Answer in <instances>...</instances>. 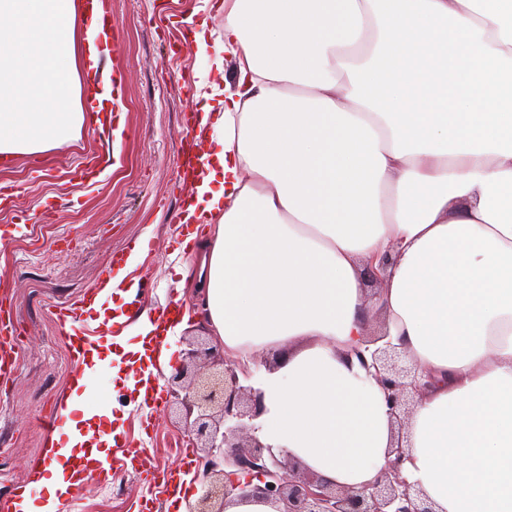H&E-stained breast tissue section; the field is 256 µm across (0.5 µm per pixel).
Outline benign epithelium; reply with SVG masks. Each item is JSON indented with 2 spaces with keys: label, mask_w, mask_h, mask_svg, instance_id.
<instances>
[{
  "label": "benign epithelium",
  "mask_w": 512,
  "mask_h": 512,
  "mask_svg": "<svg viewBox=\"0 0 512 512\" xmlns=\"http://www.w3.org/2000/svg\"><path fill=\"white\" fill-rule=\"evenodd\" d=\"M394 262L390 253L365 263L370 281L383 280ZM365 348L353 354L370 372L385 394L389 414L397 429L394 455L383 474L359 490L329 485L300 471L288 454H265L268 446L256 436L257 420L265 411L263 392L248 384L267 362H224L223 368L203 371L216 348L188 341L195 372L187 378L182 367L169 381V397L193 418L188 438L203 452L204 481L201 494L189 512H225L232 502L263 503L276 512H436L423 491L402 476L406 460L403 428L409 419L407 405L427 387L418 368L400 365L407 358L404 344L394 345L382 331L364 340Z\"/></svg>",
  "instance_id": "7a95c632"
}]
</instances>
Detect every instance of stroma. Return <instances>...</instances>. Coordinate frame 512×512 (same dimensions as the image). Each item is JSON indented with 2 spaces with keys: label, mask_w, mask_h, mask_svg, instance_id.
I'll use <instances>...</instances> for the list:
<instances>
[{
  "label": "stroma",
  "mask_w": 512,
  "mask_h": 512,
  "mask_svg": "<svg viewBox=\"0 0 512 512\" xmlns=\"http://www.w3.org/2000/svg\"><path fill=\"white\" fill-rule=\"evenodd\" d=\"M223 2L109 0L121 24L111 62L124 74L117 141L107 142L89 124L60 148L0 163V188L7 191L0 225H28L0 247V287L7 290L0 309L11 319L19 351L13 376L0 381V512H8L13 488L28 482L29 463L43 458L45 417L72 393L66 339L55 321L59 308L99 292L112 253L144 239L152 252L134 274L147 285L131 289L130 300L149 315L172 299L189 308L198 303L193 289L178 286L195 259L181 249L169 220L189 191L179 178L182 116L203 104L189 98L187 86L205 73L229 81L236 73L234 57L222 50ZM184 21L204 29L206 52L176 43ZM95 156L105 164L90 187L76 170ZM90 395L115 416L119 441L141 450L144 466L87 479L71 492L72 512H140L147 495L157 499L159 512H177L147 473L176 464L187 438L183 411L169 401L155 410L139 407L128 372L116 376L107 366Z\"/></svg>",
  "instance_id": "1"
}]
</instances>
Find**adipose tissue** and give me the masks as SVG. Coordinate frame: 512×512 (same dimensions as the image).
<instances>
[{
    "label": "adipose tissue",
    "instance_id": "obj_1",
    "mask_svg": "<svg viewBox=\"0 0 512 512\" xmlns=\"http://www.w3.org/2000/svg\"><path fill=\"white\" fill-rule=\"evenodd\" d=\"M101 34L74 0H0V155L79 136ZM224 51L183 221L212 227L188 239L225 350L283 355L260 439L345 488L387 468L385 395L352 351L362 264L391 251L386 323L432 378L404 474L437 512H512V0H224ZM34 480L49 501L22 512L82 477Z\"/></svg>",
    "mask_w": 512,
    "mask_h": 512
}]
</instances>
